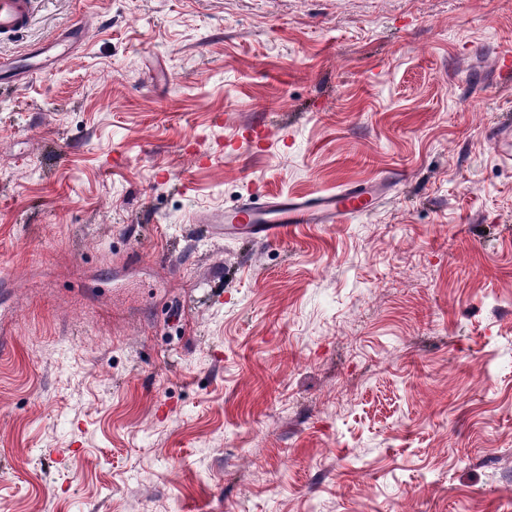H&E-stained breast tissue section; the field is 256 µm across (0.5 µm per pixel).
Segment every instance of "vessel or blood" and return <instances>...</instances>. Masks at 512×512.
<instances>
[{
  "instance_id": "obj_1",
  "label": "vessel or blood",
  "mask_w": 512,
  "mask_h": 512,
  "mask_svg": "<svg viewBox=\"0 0 512 512\" xmlns=\"http://www.w3.org/2000/svg\"><path fill=\"white\" fill-rule=\"evenodd\" d=\"M32 14V0H0V39L25 29ZM390 180L349 187L340 193L297 198L254 194L233 208L202 216L205 224H228L250 229L254 238L279 243L295 224H332L369 211L375 202L394 190Z\"/></svg>"
}]
</instances>
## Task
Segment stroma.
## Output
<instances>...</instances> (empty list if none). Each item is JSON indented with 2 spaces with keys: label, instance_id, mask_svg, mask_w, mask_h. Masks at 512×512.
Listing matches in <instances>:
<instances>
[{
  "label": "stroma",
  "instance_id": "1",
  "mask_svg": "<svg viewBox=\"0 0 512 512\" xmlns=\"http://www.w3.org/2000/svg\"><path fill=\"white\" fill-rule=\"evenodd\" d=\"M66 33L0 92V512H512V0H34L0 61ZM392 180L351 186L342 192L297 198L288 195H249L246 201L224 212L200 217L204 224H228L252 231L266 244L279 243L292 224H334L369 211L375 202L394 190Z\"/></svg>",
  "mask_w": 512,
  "mask_h": 512
}]
</instances>
